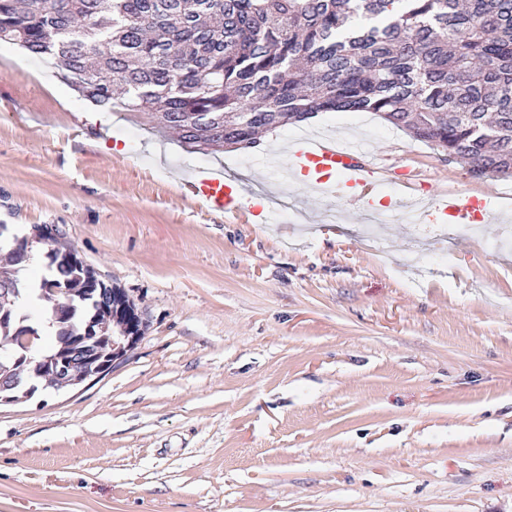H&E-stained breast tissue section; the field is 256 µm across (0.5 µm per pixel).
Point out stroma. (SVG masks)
Segmentation results:
<instances>
[{"label":"stroma","mask_w":512,"mask_h":512,"mask_svg":"<svg viewBox=\"0 0 512 512\" xmlns=\"http://www.w3.org/2000/svg\"><path fill=\"white\" fill-rule=\"evenodd\" d=\"M308 131L496 209L410 224L388 181L370 234L359 205L308 209L302 184L297 213L259 222L191 197L206 166L281 188ZM0 224L56 226L147 322L106 375L0 406V512H512V179L371 112L195 151L0 42Z\"/></svg>","instance_id":"obj_1"}]
</instances>
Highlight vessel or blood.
I'll return each instance as SVG.
<instances>
[{"label": "vessel or blood", "mask_w": 512, "mask_h": 512, "mask_svg": "<svg viewBox=\"0 0 512 512\" xmlns=\"http://www.w3.org/2000/svg\"><path fill=\"white\" fill-rule=\"evenodd\" d=\"M285 174L304 178L319 194L340 192L369 207L373 204L370 193L381 181L383 171L363 149L339 146L327 139L300 137L289 146ZM187 187L194 200L209 212L229 217L241 210V193L225 180L223 170L194 169ZM491 205L487 195L459 191L441 197L435 211L454 223L473 224L490 214Z\"/></svg>", "instance_id": "1"}]
</instances>
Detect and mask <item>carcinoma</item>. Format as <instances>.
I'll return each instance as SVG.
<instances>
[{"label":"carcinoma","instance_id":"1","mask_svg":"<svg viewBox=\"0 0 512 512\" xmlns=\"http://www.w3.org/2000/svg\"><path fill=\"white\" fill-rule=\"evenodd\" d=\"M2 41L57 60L99 107L123 92V108L200 150L247 151L319 112H375L471 173L512 178V0H0ZM18 237L0 230V401L103 362L106 337L87 327L117 301L64 241L31 279ZM31 297L47 312L42 347L16 309Z\"/></svg>","mask_w":512,"mask_h":512}]
</instances>
